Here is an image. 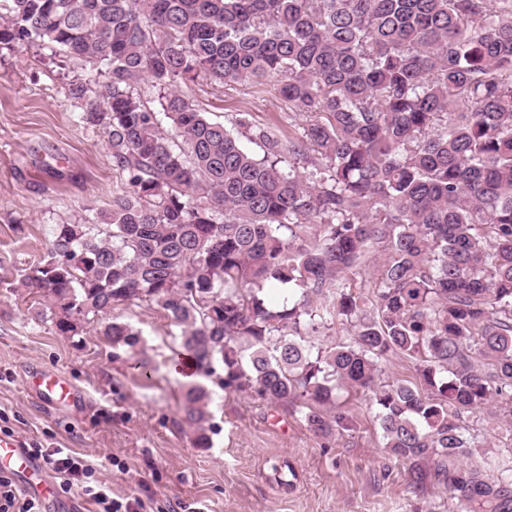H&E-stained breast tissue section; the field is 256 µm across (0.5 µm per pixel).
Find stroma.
<instances>
[{
    "instance_id": "35a3bbf8",
    "label": "stroma",
    "mask_w": 512,
    "mask_h": 512,
    "mask_svg": "<svg viewBox=\"0 0 512 512\" xmlns=\"http://www.w3.org/2000/svg\"><path fill=\"white\" fill-rule=\"evenodd\" d=\"M210 117L228 123L249 113L253 126L295 138L305 122L271 86H191ZM62 70L35 50L0 52V434L47 448H70L92 464L121 500L140 512H448L440 489L413 493L406 463L384 451L374 409L362 392L344 399L354 430L328 442L292 405H273L222 389L206 376L210 445L197 447L170 364L180 327L154 305L119 304L113 318L140 334L135 348L115 347L102 321L74 337L38 316L23 281L46 257L53 225L108 209L122 175L107 137L79 123ZM387 257L376 247L341 273L354 292L372 297ZM58 370L81 389V406L50 410L27 386L31 368Z\"/></svg>"
}]
</instances>
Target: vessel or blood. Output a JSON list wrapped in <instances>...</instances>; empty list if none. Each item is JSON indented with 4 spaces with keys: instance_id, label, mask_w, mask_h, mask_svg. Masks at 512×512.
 <instances>
[{
    "instance_id": "1",
    "label": "vessel or blood",
    "mask_w": 512,
    "mask_h": 512,
    "mask_svg": "<svg viewBox=\"0 0 512 512\" xmlns=\"http://www.w3.org/2000/svg\"><path fill=\"white\" fill-rule=\"evenodd\" d=\"M28 385L40 403L48 408L74 405L82 400L81 393L55 371H33ZM0 474L14 476L22 489L38 501L42 512H83L78 502L59 496L42 462L10 435H0Z\"/></svg>"
}]
</instances>
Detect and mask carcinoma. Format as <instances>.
<instances>
[{
    "mask_svg": "<svg viewBox=\"0 0 512 512\" xmlns=\"http://www.w3.org/2000/svg\"><path fill=\"white\" fill-rule=\"evenodd\" d=\"M28 46L79 68L78 121L125 176L109 209L54 225L25 282L43 320L76 336L156 305L199 374L221 364L224 389L298 404L327 441L353 427L341 395L367 391L414 491L512 512V461L461 463L488 454L471 414L512 432V0H0V51ZM201 73L273 81L306 115L300 137L212 120L179 88ZM377 244L368 308L339 274ZM340 319L349 341H310ZM103 334L138 342L123 322ZM390 355L419 383L377 385ZM183 400L209 447L208 392Z\"/></svg>",
    "mask_w": 512,
    "mask_h": 512,
    "instance_id": "obj_1",
    "label": "carcinoma"
}]
</instances>
